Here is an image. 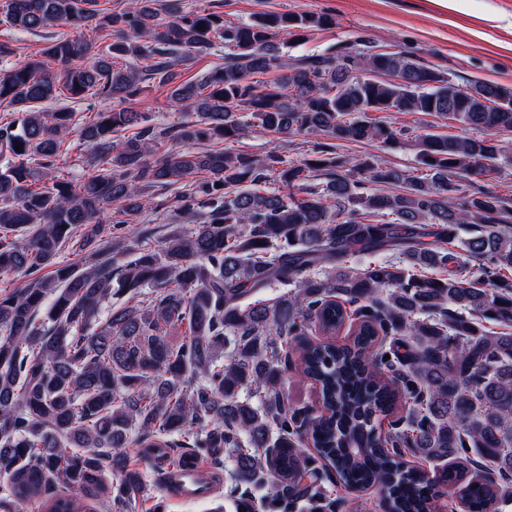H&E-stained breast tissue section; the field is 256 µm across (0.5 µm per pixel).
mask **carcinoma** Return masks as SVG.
Returning a JSON list of instances; mask_svg holds the SVG:
<instances>
[{"label": "carcinoma", "mask_w": 512, "mask_h": 512, "mask_svg": "<svg viewBox=\"0 0 512 512\" xmlns=\"http://www.w3.org/2000/svg\"><path fill=\"white\" fill-rule=\"evenodd\" d=\"M99 4L0 0V25L45 37L17 63L0 43V108L18 114L0 126V276L26 278L0 293V512L39 498L44 512H135L145 470L178 490L203 450L233 459L230 492L267 487L238 512L316 497L304 479L319 459L349 490L387 488L361 512H432L450 486L469 512H496L500 489L467 475L512 476V333L485 327H512V201L475 177L512 161V87H462L365 39L283 51L282 34L335 27L327 13L232 24L183 0ZM215 48L224 65L182 79L181 62ZM148 81L195 119L161 126L133 108ZM89 92L112 107L86 120L74 105ZM49 100L59 107L41 110ZM370 112L438 116L471 134L415 136L414 172L339 153V142L409 136ZM254 127L314 140L296 161L221 147ZM73 133L91 147L76 183L55 175ZM153 187L182 188L191 228L130 244L122 225L138 223ZM67 248L75 259H60ZM357 253L384 260L354 272ZM436 268L445 275L421 274ZM276 282L291 289L255 298ZM352 315V344L310 339ZM293 351L320 401L306 430L281 389ZM132 431L143 470L128 464ZM401 448L449 465L429 480Z\"/></svg>", "instance_id": "1"}]
</instances>
